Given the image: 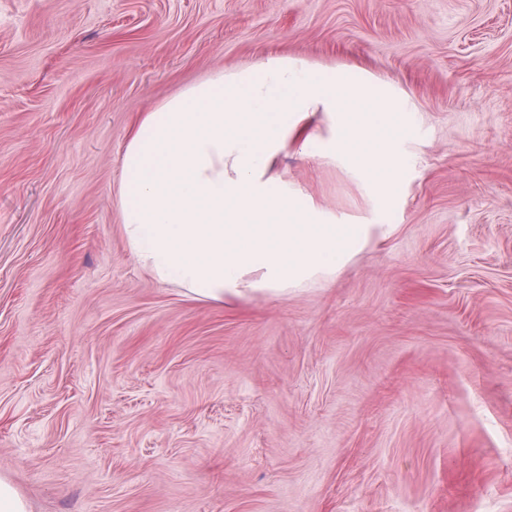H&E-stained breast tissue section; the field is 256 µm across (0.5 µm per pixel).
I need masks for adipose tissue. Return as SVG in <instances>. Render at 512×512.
I'll use <instances>...</instances> for the list:
<instances>
[{
    "mask_svg": "<svg viewBox=\"0 0 512 512\" xmlns=\"http://www.w3.org/2000/svg\"><path fill=\"white\" fill-rule=\"evenodd\" d=\"M406 107L387 85L273 56L201 81L133 129L118 190L128 247L155 279L202 300L327 281L378 224H335L272 175L294 143L399 185Z\"/></svg>",
    "mask_w": 512,
    "mask_h": 512,
    "instance_id": "obj_1",
    "label": "adipose tissue"
}]
</instances>
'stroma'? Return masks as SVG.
Returning <instances> with one entry per match:
<instances>
[{"label":"stroma","instance_id":"obj_1","mask_svg":"<svg viewBox=\"0 0 512 512\" xmlns=\"http://www.w3.org/2000/svg\"><path fill=\"white\" fill-rule=\"evenodd\" d=\"M270 56L410 112L395 196L289 149L336 278L200 300L132 258L145 113ZM29 512H512V0H0V473Z\"/></svg>","mask_w":512,"mask_h":512}]
</instances>
